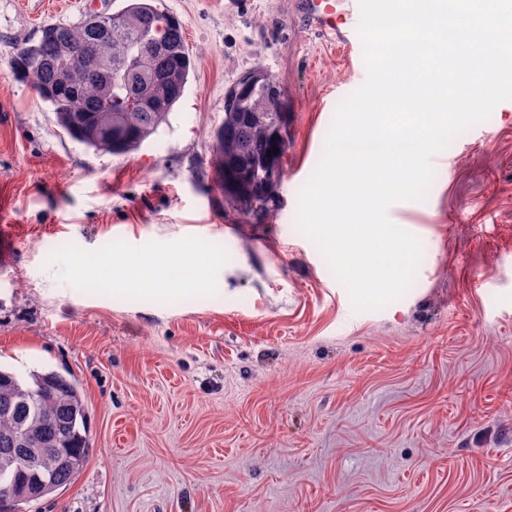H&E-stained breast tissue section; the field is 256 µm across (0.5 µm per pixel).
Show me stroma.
Segmentation results:
<instances>
[{
	"label": "stroma",
	"mask_w": 512,
	"mask_h": 512,
	"mask_svg": "<svg viewBox=\"0 0 512 512\" xmlns=\"http://www.w3.org/2000/svg\"><path fill=\"white\" fill-rule=\"evenodd\" d=\"M87 2L0 0V365L77 379L94 442L26 512H512V100L431 157L424 200L390 207L422 259L401 299L357 312L294 217L363 51L297 0H161L196 70L168 124L112 156L11 65ZM255 67L288 115L257 224L212 171L224 91ZM187 244L218 263L174 289L160 257ZM107 249L103 291L86 260Z\"/></svg>",
	"instance_id": "obj_1"
}]
</instances>
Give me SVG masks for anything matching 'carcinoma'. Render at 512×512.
Wrapping results in <instances>:
<instances>
[{"mask_svg": "<svg viewBox=\"0 0 512 512\" xmlns=\"http://www.w3.org/2000/svg\"><path fill=\"white\" fill-rule=\"evenodd\" d=\"M156 0H128L116 13L104 11L101 25L47 24L36 41L16 49L17 74L50 104L56 124L96 152L124 155L140 147L161 126L183 96L195 61L179 21ZM149 57L144 71L131 75L147 104L130 108L124 93L104 83L103 64L125 68L133 49ZM83 79L73 81L74 71ZM112 107L102 106L104 97ZM249 112H275L278 128L254 122ZM287 115L280 99L257 86L224 106V121L214 131L216 181L230 201L249 210L256 201L268 208L275 184L263 168L272 146L285 143ZM90 415L79 383L56 371L29 372L23 378L0 366V477L18 467L13 448H29L38 460L41 496L66 486L93 451Z\"/></svg>", "mask_w": 512, "mask_h": 512, "instance_id": "carcinoma-1", "label": "carcinoma"}]
</instances>
